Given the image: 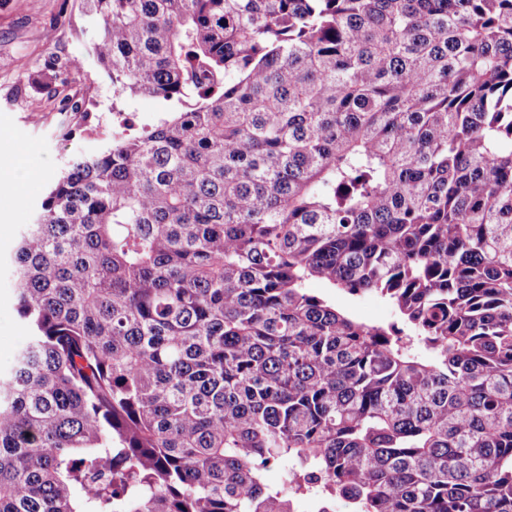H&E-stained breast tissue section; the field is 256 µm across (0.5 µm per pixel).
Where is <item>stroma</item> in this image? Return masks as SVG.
<instances>
[{
	"label": "stroma",
	"instance_id": "35a3bbf8",
	"mask_svg": "<svg viewBox=\"0 0 512 512\" xmlns=\"http://www.w3.org/2000/svg\"><path fill=\"white\" fill-rule=\"evenodd\" d=\"M95 31L80 0H0V155L12 156L15 177L0 183V256L9 257L22 225L31 223L50 186L65 164L111 146V137L66 133L58 100L40 89L36 79L46 60L83 59L81 70L68 74L64 91L80 98L95 96L104 124L120 106L137 124L157 121L161 111L148 96L114 101L112 83L88 53ZM315 293L328 296L340 310L367 323L394 321L392 307L373 294L351 296L315 282ZM19 323L8 265L0 266V369L10 367L27 342Z\"/></svg>",
	"mask_w": 512,
	"mask_h": 512
}]
</instances>
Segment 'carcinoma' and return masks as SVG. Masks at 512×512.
<instances>
[{"label":"carcinoma","mask_w":512,"mask_h":512,"mask_svg":"<svg viewBox=\"0 0 512 512\" xmlns=\"http://www.w3.org/2000/svg\"><path fill=\"white\" fill-rule=\"evenodd\" d=\"M82 9L173 108L22 225L0 512H512V0ZM310 288L315 293L327 295L336 308L353 313L366 323L386 324L395 320L392 307L376 295L366 293L350 296L338 289L328 288L319 282L312 283Z\"/></svg>","instance_id":"obj_1"}]
</instances>
